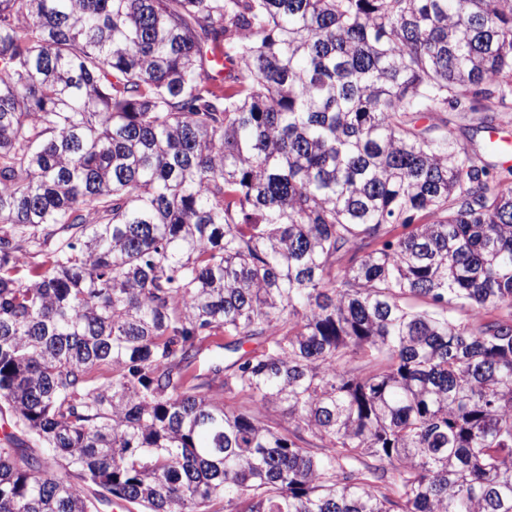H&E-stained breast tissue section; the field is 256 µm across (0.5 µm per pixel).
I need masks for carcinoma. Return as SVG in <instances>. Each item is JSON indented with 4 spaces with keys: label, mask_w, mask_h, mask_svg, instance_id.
<instances>
[{
    "label": "carcinoma",
    "mask_w": 512,
    "mask_h": 512,
    "mask_svg": "<svg viewBox=\"0 0 512 512\" xmlns=\"http://www.w3.org/2000/svg\"><path fill=\"white\" fill-rule=\"evenodd\" d=\"M450 109L512 112V0H0V512H512Z\"/></svg>",
    "instance_id": "cac0c4a2"
}]
</instances>
